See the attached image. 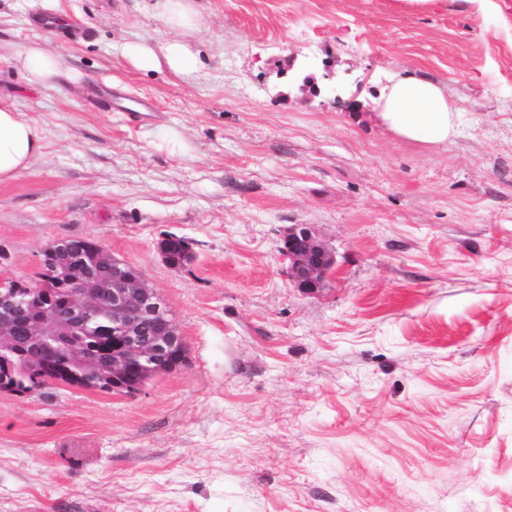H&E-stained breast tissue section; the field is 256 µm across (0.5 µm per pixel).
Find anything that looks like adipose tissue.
<instances>
[{
  "mask_svg": "<svg viewBox=\"0 0 512 512\" xmlns=\"http://www.w3.org/2000/svg\"><path fill=\"white\" fill-rule=\"evenodd\" d=\"M166 25L175 38L128 48L127 58L151 68H167L186 81L199 78L200 71L190 37L202 25L191 0H157ZM15 61L38 86L67 81L79 85L81 74L64 67L58 54L37 43L19 45ZM380 121L397 136L435 144H447L456 133L459 110L445 86L406 71L388 78L373 101ZM43 130L25 119L13 105L0 102V182L17 177L40 157L44 148Z\"/></svg>",
  "mask_w": 512,
  "mask_h": 512,
  "instance_id": "adipose-tissue-1",
  "label": "adipose tissue"
}]
</instances>
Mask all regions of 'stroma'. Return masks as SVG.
<instances>
[{
    "instance_id": "35a3bbf8",
    "label": "stroma",
    "mask_w": 512,
    "mask_h": 512,
    "mask_svg": "<svg viewBox=\"0 0 512 512\" xmlns=\"http://www.w3.org/2000/svg\"><path fill=\"white\" fill-rule=\"evenodd\" d=\"M492 0H193L201 76L123 45L155 0H0V100L44 131L0 183V277L93 241L140 269L187 347L137 394L0 391V512H512V8ZM66 20L63 29L37 19ZM40 42L82 94L32 86ZM444 84L448 145L373 113L378 75ZM330 75L341 98L304 92ZM291 224L336 252L294 288ZM175 234L193 260L168 266ZM14 60L28 73V81L33 85H57L62 78L72 86L82 81L81 74L64 67L58 54L37 43L20 44Z\"/></svg>"
}]
</instances>
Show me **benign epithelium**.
<instances>
[{
  "instance_id": "benign-epithelium-1",
  "label": "benign epithelium",
  "mask_w": 512,
  "mask_h": 512,
  "mask_svg": "<svg viewBox=\"0 0 512 512\" xmlns=\"http://www.w3.org/2000/svg\"><path fill=\"white\" fill-rule=\"evenodd\" d=\"M66 248L73 245L67 239L59 240L42 258V266L72 285L69 307L63 313L42 308L26 321L30 364L37 367L58 355L57 346L63 337L114 334L119 340L112 351H76L69 359L104 367L110 372L112 388L137 394L152 377L171 368L175 358L185 356L181 334L143 276L126 273L128 264L108 251L102 252L100 263L112 274V287L105 288L77 252L63 259L57 257V252ZM279 251L288 260V277L302 293L315 295L326 287L336 266V255L312 225H289ZM19 291L10 280L0 282V348L16 345L18 311L23 307ZM104 315L111 317L112 326L106 328L100 323Z\"/></svg>"
}]
</instances>
